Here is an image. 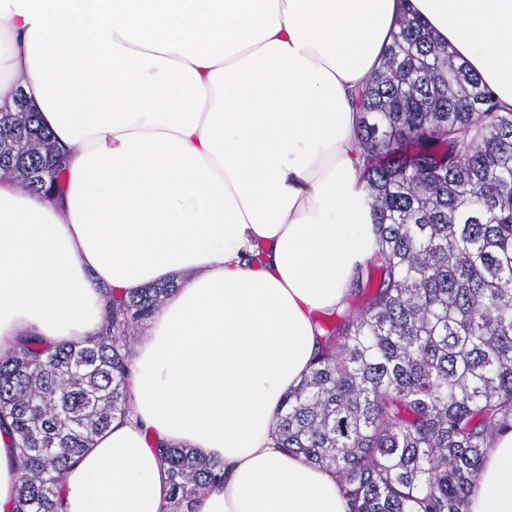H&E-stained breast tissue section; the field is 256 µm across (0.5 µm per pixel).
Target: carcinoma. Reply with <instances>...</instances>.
<instances>
[{
	"label": "carcinoma",
	"instance_id": "obj_1",
	"mask_svg": "<svg viewBox=\"0 0 512 512\" xmlns=\"http://www.w3.org/2000/svg\"><path fill=\"white\" fill-rule=\"evenodd\" d=\"M357 139L375 249L362 298L317 321L310 372L275 417L280 447L336 471L348 512H466L485 449L512 428V110L417 16L403 15L360 95ZM51 137L35 112L0 114V173L43 184ZM168 281L105 293L82 345L27 336L0 355V423L21 472L13 512H57L64 474L130 411L137 332L172 294ZM170 512H195L224 481L218 461L159 449Z\"/></svg>",
	"mask_w": 512,
	"mask_h": 512
}]
</instances>
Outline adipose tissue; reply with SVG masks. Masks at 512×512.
Wrapping results in <instances>:
<instances>
[{"mask_svg": "<svg viewBox=\"0 0 512 512\" xmlns=\"http://www.w3.org/2000/svg\"><path fill=\"white\" fill-rule=\"evenodd\" d=\"M408 10L512 109V0H0V112L24 89L66 153L52 195L0 178V354L87 341L105 291L184 278L58 512H169L160 442L223 464L196 512H348L273 419L374 250L357 97ZM15 456L0 427V512ZM467 512H512V429Z\"/></svg>", "mask_w": 512, "mask_h": 512, "instance_id": "adipose-tissue-1", "label": "adipose tissue"}]
</instances>
